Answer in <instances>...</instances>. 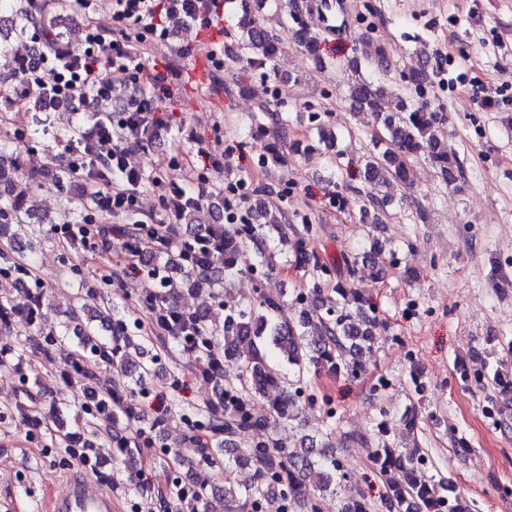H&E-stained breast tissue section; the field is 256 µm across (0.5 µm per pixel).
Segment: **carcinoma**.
<instances>
[{
	"label": "carcinoma",
	"mask_w": 512,
	"mask_h": 512,
	"mask_svg": "<svg viewBox=\"0 0 512 512\" xmlns=\"http://www.w3.org/2000/svg\"><path fill=\"white\" fill-rule=\"evenodd\" d=\"M11 24L19 34L33 30L35 44L27 57L13 58L14 79L20 80L26 68L39 56L51 57L59 68L76 67L78 59L71 53L59 31L57 13L52 0H11ZM241 27L247 35L246 47L259 58H248L249 65L264 68L279 60L282 39L258 26L244 15ZM384 88L368 80L348 86L347 97L359 111L370 110L382 126L383 136L363 155L358 175L367 184L369 211L385 212L396 202L404 203L413 191L415 178L409 159L423 154L438 169L445 184L452 185L463 176L456 157L442 145L446 116L413 97L396 104V110L384 106ZM55 100L51 88L35 90L25 98L33 112L44 110ZM86 119L102 134L112 133V113L91 112ZM70 140L85 155L98 153V139L79 126ZM28 143L19 137L0 142V239L6 248L0 250L4 264L0 270H20L37 284L32 257L52 239L56 226L77 224L82 234L91 231V215L95 199L85 178L75 177L69 168L51 174L47 170L28 168L24 153ZM52 185L66 196V203L53 218L35 217L26 207L28 198ZM404 189L395 197L392 186ZM203 205L186 196L175 202L179 220L197 222ZM277 233V241L288 245V224L274 220L269 224H226L208 228L206 244L191 251L176 244V230L168 224L159 236L147 224L117 228V236L135 250L144 244L159 255V267L166 272L157 288L141 299V304L161 316L158 340L172 343L186 352L202 369L212 385V397L196 408L197 420L183 435V443L195 447V458L189 459L165 446L160 454L169 455L177 476L171 479L170 492L189 504L191 512H257L269 497L288 503V512H322L321 499L337 494L346 478L339 459L312 448H288L283 442L268 437L237 442V436L250 430L266 428L267 418L254 412L256 400L267 402L269 414L290 421L304 403V371L307 365H323L335 374L355 376L358 355L374 353L378 329L383 325L375 303L357 289L336 282L331 293L324 294L314 284L312 294L299 293L294 302L306 306L295 320L280 318L285 292L281 288H255V296L245 305H228L221 300L234 279L260 269L274 271L278 267L275 249L267 246L269 232ZM292 245L299 265H311L316 280L328 267L316 259L306 237L297 235ZM255 248L258 260L248 262L246 252ZM72 307L64 313L62 329L44 331L48 304L43 288L26 289L21 297L0 295V329L14 334L0 340V371L19 376L22 384L39 385L37 375L23 369V353H48L62 342L73 338L74 348L62 370L65 389L54 400L55 414L72 406L86 415L80 446L72 449L79 461L89 466L102 463V450H112V479L136 496L142 449L157 447L165 432L166 418L160 417L153 430L139 434L130 432L135 415V400L150 393L158 378L161 356L148 349L150 339L129 312L107 306L98 287L83 281L75 284ZM206 291L210 302L189 313L183 310L184 292ZM489 360L477 381L489 384L498 399L512 400V373L503 369L497 352L488 353ZM112 368L125 378L121 386L101 389L90 364ZM204 427L214 445L200 443L196 430ZM354 440L367 449L368 460L384 477L385 494L381 507L386 512H474L473 503L465 497L453 479L435 478L425 471L429 455L425 449L406 448L387 435L386 421H381L372 434ZM254 469L253 481L242 486L232 473L239 466ZM315 480L317 494L306 487ZM367 496L350 498L341 512H374L379 507Z\"/></svg>",
	"instance_id": "1"
}]
</instances>
